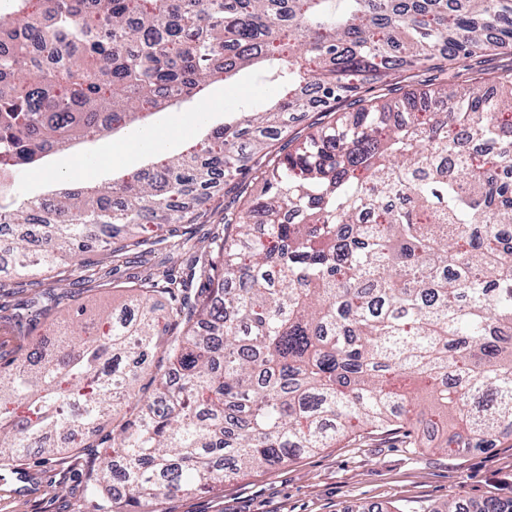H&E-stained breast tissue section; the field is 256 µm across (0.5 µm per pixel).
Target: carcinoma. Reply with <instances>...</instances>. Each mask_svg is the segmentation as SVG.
<instances>
[{"instance_id": "carcinoma-1", "label": "carcinoma", "mask_w": 512, "mask_h": 512, "mask_svg": "<svg viewBox=\"0 0 512 512\" xmlns=\"http://www.w3.org/2000/svg\"><path fill=\"white\" fill-rule=\"evenodd\" d=\"M12 2L0 272L144 247L221 183L224 236L199 274L148 278L95 329L69 319L53 348L0 362L1 469L29 448H88L110 417L85 493L96 512H145L369 428L416 448L433 427L442 450L512 431V67L411 83L512 52V0ZM247 69L270 70L278 95L197 150L22 200L4 184ZM307 112L311 131L288 134ZM157 353L168 366L143 397L134 362Z\"/></svg>"}]
</instances>
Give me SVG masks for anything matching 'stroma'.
Masks as SVG:
<instances>
[{"instance_id":"1","label":"stroma","mask_w":512,"mask_h":512,"mask_svg":"<svg viewBox=\"0 0 512 512\" xmlns=\"http://www.w3.org/2000/svg\"><path fill=\"white\" fill-rule=\"evenodd\" d=\"M275 87L257 75L243 72L231 83L212 82L203 97L176 104L172 117L182 124L184 140L171 143L167 154L188 150L200 128L193 126L194 113L208 109L210 126L223 124L231 113L260 110ZM139 125L86 142L56 154L73 169L95 168L94 182L146 166L148 154L135 142ZM112 144V165H99L105 144ZM202 217L177 227L178 239H189L186 250L170 241L123 253L113 258L111 283L107 286L83 278L80 260L67 266L65 278L56 270L6 279L0 288V354L8 355L21 345L5 318L26 309L36 324L39 341L51 336L53 315L31 306L35 292L64 288L72 295L71 308L86 315L125 304L121 284L152 273L172 270L185 275L191 266L212 255V237L224 232V194L214 193L200 207ZM439 434L429 432L418 448L404 447L394 434H371L347 439L269 469L225 480L223 487L207 493L169 497L162 512H443L449 502L477 503L488 497H512V432L500 436L489 448H452L438 451ZM93 449L77 456L31 454L13 471L0 475V512H94L83 495L87 462Z\"/></svg>"}]
</instances>
